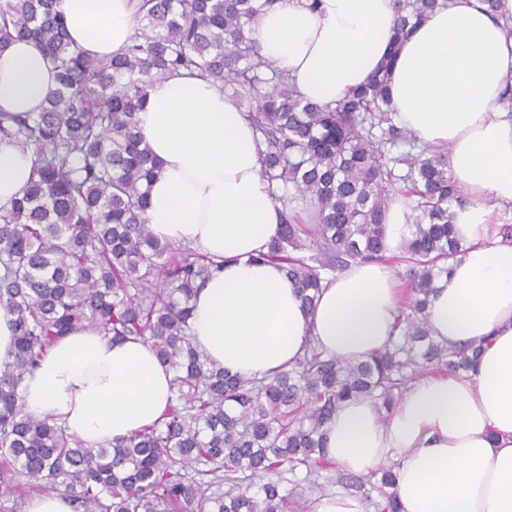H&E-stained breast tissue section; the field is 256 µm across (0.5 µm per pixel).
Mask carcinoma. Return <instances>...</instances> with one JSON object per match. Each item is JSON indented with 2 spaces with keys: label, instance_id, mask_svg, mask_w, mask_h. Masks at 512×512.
Listing matches in <instances>:
<instances>
[{
  "label": "carcinoma",
  "instance_id": "carcinoma-1",
  "mask_svg": "<svg viewBox=\"0 0 512 512\" xmlns=\"http://www.w3.org/2000/svg\"><path fill=\"white\" fill-rule=\"evenodd\" d=\"M277 0H142L119 56L85 59L56 0H0V49L36 42L57 86L39 112H0V141L32 149V178L0 209V306L14 315L13 360L0 366V512H22L31 491L63 494L73 512H304L328 482L373 512H401L396 462L366 475L327 457V423L366 399L386 420L427 373L472 369L489 340L449 345L424 311L450 262L465 252L453 231L466 205L448 155L419 143L390 107L391 63L334 107L304 100L286 69L251 37ZM512 34L509 0H482ZM440 6L395 0L393 48ZM186 71L221 90L262 138V175L282 223L260 260L286 265L314 306L327 277L364 261L407 266L391 346L355 362L311 344L290 368L231 375L194 344L200 287L224 260L158 238L147 224L160 163L137 123L147 83ZM410 200L401 254L383 244L393 195ZM305 199L307 218L292 206ZM92 327L148 343L173 372L159 419L89 448L54 418L29 414L21 395L57 342Z\"/></svg>",
  "mask_w": 512,
  "mask_h": 512
}]
</instances>
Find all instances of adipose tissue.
I'll return each instance as SVG.
<instances>
[{
	"mask_svg": "<svg viewBox=\"0 0 512 512\" xmlns=\"http://www.w3.org/2000/svg\"><path fill=\"white\" fill-rule=\"evenodd\" d=\"M138 0H58L72 46L94 60L119 54ZM393 0H277L253 24L263 54L300 95L336 104L389 55ZM391 74V106L425 144L446 149L448 174L470 197L454 228L466 248L426 309L431 335L448 343L491 337L466 375L428 374L387 420L367 400L329 421L330 459L354 475L396 462L402 512H512V239L496 213L512 210V113L498 110L512 77V36L479 0H446L404 39ZM56 71L32 41L0 51V110L37 112ZM138 126L162 167L148 223L161 239L224 258L198 291L191 335L230 373L291 367L308 343L354 361L390 345L398 288L390 268L358 262L330 276L306 307L284 267L258 261L281 222L262 177L254 126L212 83L180 73L154 80ZM34 155L0 142V207L22 195ZM171 373L147 344L85 329L61 339L29 378V413L52 416L95 447L156 421Z\"/></svg>",
	"mask_w": 512,
	"mask_h": 512,
	"instance_id": "1",
	"label": "adipose tissue"
}]
</instances>
